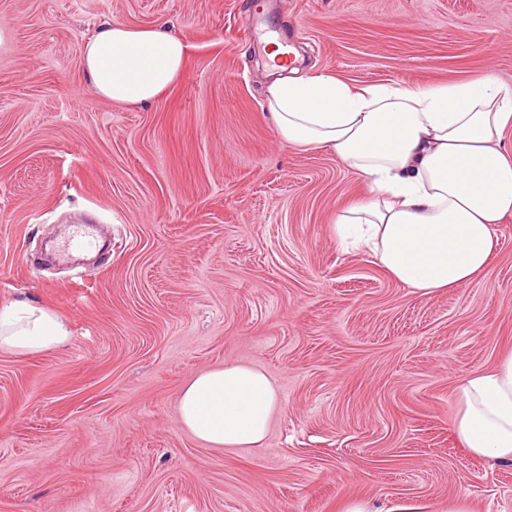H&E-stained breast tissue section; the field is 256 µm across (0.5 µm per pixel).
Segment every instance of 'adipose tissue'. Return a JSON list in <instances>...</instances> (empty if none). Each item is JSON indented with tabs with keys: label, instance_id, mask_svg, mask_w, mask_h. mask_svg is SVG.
I'll use <instances>...</instances> for the list:
<instances>
[{
	"label": "adipose tissue",
	"instance_id": "ef3b65f1",
	"mask_svg": "<svg viewBox=\"0 0 512 512\" xmlns=\"http://www.w3.org/2000/svg\"><path fill=\"white\" fill-rule=\"evenodd\" d=\"M178 36L121 22L100 26L82 65L95 93L148 103L180 74ZM265 106L282 141L325 148L355 169L366 197L336 217L339 240L369 251L390 276L427 298L478 278L512 214V156L501 148L512 125V87L493 75L429 89L373 85L359 90L330 75L275 73ZM67 325L28 301L0 306V350L42 354L67 345ZM454 426L469 456L512 463V351L454 390ZM279 405L262 371L227 363L183 387L179 423L214 447L252 448Z\"/></svg>",
	"mask_w": 512,
	"mask_h": 512
}]
</instances>
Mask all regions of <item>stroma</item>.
I'll list each match as a JSON object with an SVG mask.
<instances>
[{
  "instance_id": "1",
  "label": "stroma",
  "mask_w": 512,
  "mask_h": 512,
  "mask_svg": "<svg viewBox=\"0 0 512 512\" xmlns=\"http://www.w3.org/2000/svg\"><path fill=\"white\" fill-rule=\"evenodd\" d=\"M188 46L158 99L100 98L81 57L106 22ZM276 30L301 75L512 86V0H0V306L69 324L56 351L0 352V512H512V464L453 432L460 380L512 350V215L485 273L429 299L334 217L366 195L264 108ZM110 241L62 266L74 226ZM227 362L279 395L263 442L211 447L176 414Z\"/></svg>"
}]
</instances>
